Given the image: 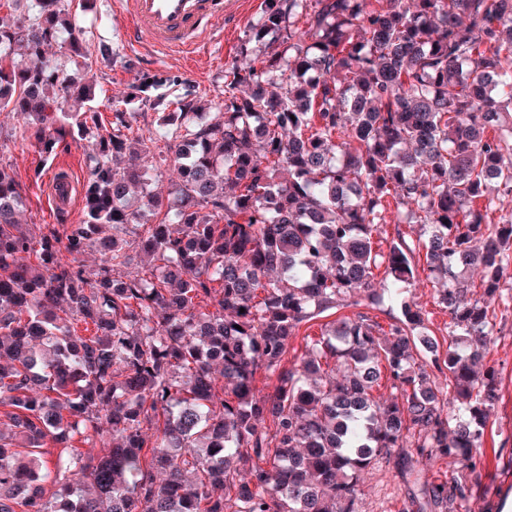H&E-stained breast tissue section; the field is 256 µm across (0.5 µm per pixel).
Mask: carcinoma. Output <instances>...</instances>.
Returning <instances> with one entry per match:
<instances>
[{"instance_id": "cac0c4a2", "label": "carcinoma", "mask_w": 512, "mask_h": 512, "mask_svg": "<svg viewBox=\"0 0 512 512\" xmlns=\"http://www.w3.org/2000/svg\"><path fill=\"white\" fill-rule=\"evenodd\" d=\"M13 2L0 114L47 154L91 137L95 155L78 224L20 223L0 163V512H359L383 463L407 484L401 512H461L499 400L485 360L512 250V215L492 217L512 194V0H262L224 111L199 125L184 104L145 136L121 112L103 133L99 113L62 111L94 100L99 58L62 0ZM61 32L79 81L44 58ZM160 141L173 202L139 162ZM381 224L419 225L417 243L376 252ZM420 253L444 355L407 298ZM386 296L403 318L385 327L370 310ZM361 305L285 367L302 326Z\"/></svg>"}]
</instances>
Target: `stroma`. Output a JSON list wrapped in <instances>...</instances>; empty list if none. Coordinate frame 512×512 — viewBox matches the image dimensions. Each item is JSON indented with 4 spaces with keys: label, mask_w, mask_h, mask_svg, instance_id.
Here are the masks:
<instances>
[{
    "label": "stroma",
    "mask_w": 512,
    "mask_h": 512,
    "mask_svg": "<svg viewBox=\"0 0 512 512\" xmlns=\"http://www.w3.org/2000/svg\"><path fill=\"white\" fill-rule=\"evenodd\" d=\"M222 41L213 43L191 58H160L150 49H132L123 36V23L116 0H85L73 15L92 51L108 48V59L99 61L95 99L90 107L100 112L104 126H111L116 113H123L133 127L148 129L159 119L153 100L175 101L184 97L198 101L201 120H210L224 107V64L234 60L241 38L256 16L261 0H224ZM90 141L56 146L45 155L32 139L0 137V161L10 164L25 191L20 218L25 224H70L81 220L77 192L87 177ZM67 171L76 189L67 204L54 198L52 178ZM413 301L425 314V326L437 339L448 335V312L439 305L425 274H417L411 288ZM497 318L493 344L487 358L499 378V401L494 422L484 437L485 462L482 487L475 490L469 512H512V281L505 283L491 302ZM405 483L393 466L370 472L364 482L361 512H401Z\"/></svg>",
    "instance_id": "35a3bbf8"
}]
</instances>
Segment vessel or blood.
<instances>
[{"label":"vessel or blood","mask_w":512,"mask_h":512,"mask_svg":"<svg viewBox=\"0 0 512 512\" xmlns=\"http://www.w3.org/2000/svg\"><path fill=\"white\" fill-rule=\"evenodd\" d=\"M224 10V0H120L130 44L161 54L195 53L216 35Z\"/></svg>","instance_id":"1"}]
</instances>
